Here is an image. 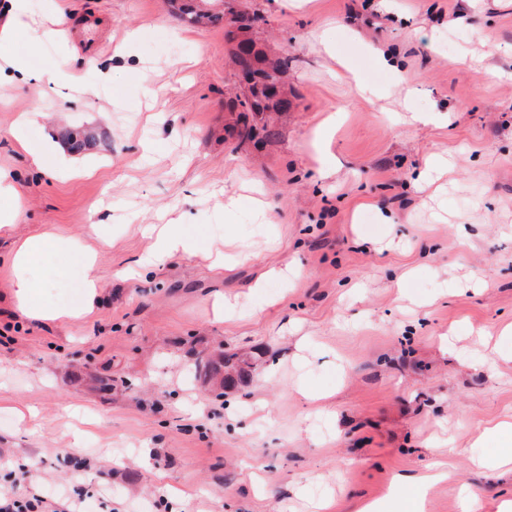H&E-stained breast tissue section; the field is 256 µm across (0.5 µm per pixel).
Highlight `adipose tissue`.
<instances>
[{"instance_id": "obj_1", "label": "adipose tissue", "mask_w": 512, "mask_h": 512, "mask_svg": "<svg viewBox=\"0 0 512 512\" xmlns=\"http://www.w3.org/2000/svg\"><path fill=\"white\" fill-rule=\"evenodd\" d=\"M27 17V0H0V72H8L19 81L31 76L27 57L14 50L19 34L29 33L30 47L34 50L55 35L51 29L31 32ZM21 210L22 194L17 177L10 170L0 168V238L13 240L8 260L13 271L11 300L14 307L29 320L40 323L77 318L90 312L101 297L94 275L95 253L73 237L50 233L15 236ZM197 252L194 234L185 225L170 224L157 234L150 253L142 257L139 264L146 268L179 254L193 256ZM49 256L53 257L59 272H66L74 265L83 271L78 290L68 301L49 303L45 300L48 284L38 271ZM483 442L486 448L480 458L483 467L502 470L504 460L512 457V422L502 420L486 428Z\"/></svg>"}]
</instances>
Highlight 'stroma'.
<instances>
[{
    "mask_svg": "<svg viewBox=\"0 0 512 512\" xmlns=\"http://www.w3.org/2000/svg\"><path fill=\"white\" fill-rule=\"evenodd\" d=\"M233 4L291 59L295 108L263 139L235 131L223 27L185 24L171 0H28L33 25L62 5L72 29L29 53L31 79L0 84L15 233L90 244L103 293L84 318L27 320L0 239V480L23 496L78 481L96 512H162L172 490L174 512H410L396 477L442 461L425 512H494L512 482L476 460L512 413V0ZM432 109L447 120L411 117ZM77 142L96 171L58 175ZM433 155L447 173L419 181ZM177 219L202 254L129 274L140 226ZM219 346L254 361L221 398L192 372Z\"/></svg>",
    "mask_w": 512,
    "mask_h": 512,
    "instance_id": "1",
    "label": "stroma"
}]
</instances>
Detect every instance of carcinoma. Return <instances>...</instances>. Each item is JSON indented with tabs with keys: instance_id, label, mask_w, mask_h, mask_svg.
<instances>
[{
	"instance_id": "carcinoma-1",
	"label": "carcinoma",
	"mask_w": 512,
	"mask_h": 512,
	"mask_svg": "<svg viewBox=\"0 0 512 512\" xmlns=\"http://www.w3.org/2000/svg\"><path fill=\"white\" fill-rule=\"evenodd\" d=\"M182 18L191 24L218 25L228 15L224 0H182ZM229 41L235 43L234 57L244 80L248 84V95L239 101L244 112L258 116L264 112H289L293 102L283 87L288 74L289 60L286 56L268 57L266 48L257 44L251 26L242 25L238 31L226 32ZM253 368L251 357L246 354L218 351L211 357L199 358L195 364L196 377L211 379L223 391L247 383Z\"/></svg>"
}]
</instances>
